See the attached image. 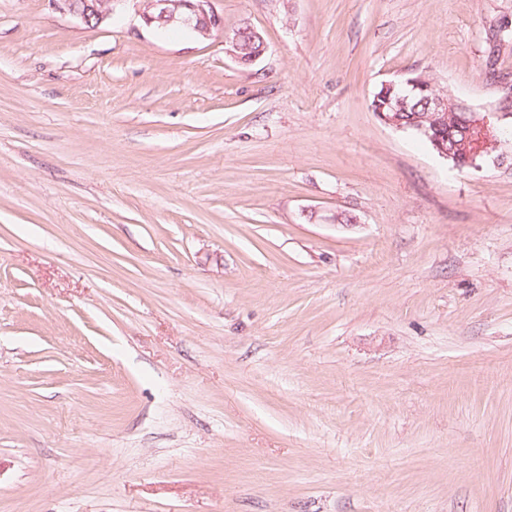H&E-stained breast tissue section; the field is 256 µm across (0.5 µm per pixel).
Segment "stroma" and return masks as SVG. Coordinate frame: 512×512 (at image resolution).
I'll list each match as a JSON object with an SVG mask.
<instances>
[{"label":"stroma","instance_id":"stroma-1","mask_svg":"<svg viewBox=\"0 0 512 512\" xmlns=\"http://www.w3.org/2000/svg\"><path fill=\"white\" fill-rule=\"evenodd\" d=\"M213 6L0 0V512H512V145L370 108L497 107L512 0ZM59 12L79 18L86 25H99L119 10L128 0H108L106 8L98 7L100 0H51ZM142 19L147 26L178 24L207 40L213 31L224 30V18L213 7V0H142ZM164 23L155 25L156 22ZM259 44L255 50L247 47ZM225 45L229 48L227 53L239 64L252 65L256 63L266 52L267 45L262 34L250 25H241L231 34L225 35ZM383 87L384 94L389 90V95L386 105L376 111L379 119L384 124L396 129H403L402 125L406 126L403 130L413 132L423 138L433 151L435 149L440 157L451 161L457 168L475 166L478 159L488 155L490 150L499 143L501 132L499 121L502 115H499L497 109L477 112L465 101L447 91L448 94L438 93L437 91L440 89H437L434 81L422 73H416L398 81L385 82ZM396 87L398 88L396 89ZM399 88H409L428 105L422 103L420 98L410 96L404 107L397 108L394 98L395 93L400 92ZM394 91L391 105L397 108L398 112L392 106H390L392 112H384L385 106L390 104V94ZM427 106L430 112H427ZM423 112L425 113L421 114ZM460 112L463 115L461 121L466 129L461 124L456 125L455 130L451 133L454 138L446 136L444 130L446 126L448 128L449 119L458 117ZM400 114L403 119H410L415 115L413 117L414 127L425 137L416 129L408 126V122L402 123ZM459 128L465 129L463 136ZM461 136L460 140H456Z\"/></svg>","mask_w":512,"mask_h":512}]
</instances>
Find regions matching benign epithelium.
<instances>
[{"instance_id": "1", "label": "benign epithelium", "mask_w": 512, "mask_h": 512, "mask_svg": "<svg viewBox=\"0 0 512 512\" xmlns=\"http://www.w3.org/2000/svg\"><path fill=\"white\" fill-rule=\"evenodd\" d=\"M56 10L79 18L86 25H98L119 10L126 0H107V7H98L99 0H52ZM148 26L161 22L178 24L207 40L215 31H224V17L213 7V0H143L141 13ZM227 53L242 65L256 63L266 52L262 34L250 25H241L225 36ZM384 90L394 92L408 88L428 104L429 111L413 117L414 127L427 137L438 155L457 168L472 167L499 143L501 116L498 110L478 112L465 101L448 93L436 91L432 79L416 73L398 81L383 83ZM461 116L463 136L456 140L444 133L448 121Z\"/></svg>"}]
</instances>
